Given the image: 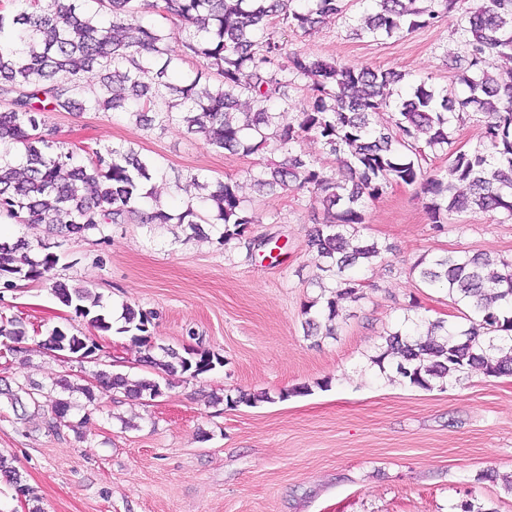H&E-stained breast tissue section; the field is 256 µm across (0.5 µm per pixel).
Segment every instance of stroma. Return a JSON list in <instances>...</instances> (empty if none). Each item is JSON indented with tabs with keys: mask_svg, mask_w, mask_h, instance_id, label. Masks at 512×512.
Returning <instances> with one entry per match:
<instances>
[{
	"mask_svg": "<svg viewBox=\"0 0 512 512\" xmlns=\"http://www.w3.org/2000/svg\"><path fill=\"white\" fill-rule=\"evenodd\" d=\"M311 33L274 19L287 51L403 74L397 92L426 82L465 97L454 60L465 48L459 14L383 40L356 35L368 0H346ZM66 147H134L154 160L162 203L181 213L198 201L197 182L233 179L263 216L243 240L221 243L223 224L200 236L184 224H111L63 247L55 269L67 284L100 293L113 326L124 306L153 312L155 345L203 348L224 363L152 398L98 397L89 419L50 432L40 415L19 420L0 397V454L12 459L42 512H453L468 500L482 512H512V377L465 374L430 391L399 382L370 358L386 332L411 317L464 325L443 288L423 287L409 269L422 255L489 252L512 258V220L474 213L437 230L415 188L397 185L367 209L365 236L391 245L388 264L356 270L362 299L347 303L334 338L306 333L302 310L320 294L308 239L318 210L311 192H259L264 164L283 161L276 141L249 156L216 152L185 134L135 125L126 112H50ZM272 239L277 249H249ZM0 316L30 332L21 353L0 346V378L43 385L64 379L73 401L98 372L149 375L128 336H96L49 286L0 287ZM95 337L94 358L79 363L42 346L49 329ZM311 385L305 395L296 394ZM266 393L228 408L225 394Z\"/></svg>",
	"mask_w": 512,
	"mask_h": 512,
	"instance_id": "obj_1",
	"label": "stroma"
}]
</instances>
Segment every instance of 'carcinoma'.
<instances>
[{"label":"carcinoma","instance_id":"carcinoma-1","mask_svg":"<svg viewBox=\"0 0 512 512\" xmlns=\"http://www.w3.org/2000/svg\"><path fill=\"white\" fill-rule=\"evenodd\" d=\"M99 0L103 18L87 14L80 0H0V145L18 150L0 154V219L16 224L45 225L46 239L32 246L19 238L0 240V280L11 278L49 286L59 303L88 319L97 332L112 330L97 313L102 297L85 285L72 287L54 279L53 248L77 241L109 224H188L203 232L193 205L178 215L166 211L153 192L145 189L157 172L156 163L142 159L132 147L114 146L106 152L81 147L84 159L58 141V130L47 125L48 112H108L135 102L136 121L165 127L183 117L187 132L214 150L254 154L276 139L288 157L266 164L256 176L260 189L307 188L323 206L322 219L312 228L309 246L329 284H320V299L303 309L307 334L336 335L344 303L362 298L361 281L346 274L368 267L389 247L364 237L368 204L394 185L416 186L427 200L430 223L438 230L466 213L499 212L512 219V0H372L374 12L364 19L363 33L378 39L404 29L425 27L444 14L459 13L465 24L459 37L466 50L468 90L459 99L448 89L417 85L411 94L392 101V87L403 80L393 70L325 60L302 52L285 51L269 20L277 17L304 32L330 16L344 14L343 0ZM157 12L183 25L181 46L200 66L194 79L172 81V57L162 30L143 23L141 13ZM286 58L288 65H280ZM102 71L101 92L79 97L85 72ZM283 69L311 81L310 95L296 122H282V113L264 104L288 101L290 80L277 77ZM217 85H210L212 76ZM248 96L261 108L237 116L240 98ZM482 115V139L470 150L453 149L450 129L460 113ZM390 112L376 124L372 117ZM312 133L345 178L327 176L314 161L294 152L301 134ZM448 155L443 169L424 166L428 153ZM152 200L144 209V200ZM204 201L224 224L220 239L228 243L245 236L260 214L245 205L239 183L219 181ZM409 274L425 287L442 286L457 307H465V329L448 328L442 321L414 323L413 332H390L371 362L384 368L395 359V373L408 386L430 391L436 384L477 369L487 377L512 376V260L487 253L454 251L420 257ZM123 333L143 349L142 361L156 370L153 378L132 380L123 374L97 375L103 391L131 397L162 394L177 375L196 378L224 360L205 349L185 354L166 348L153 355L150 326L153 313L128 308ZM0 337L12 352L28 339L26 324L17 318L0 323ZM87 337L70 335L62 327L49 331L43 346L52 351L83 349ZM23 382L7 390L11 403L28 402L33 409L50 410V432L75 409L70 398ZM0 478L14 492L33 494L22 474L0 454Z\"/></svg>","mask_w":512,"mask_h":512}]
</instances>
